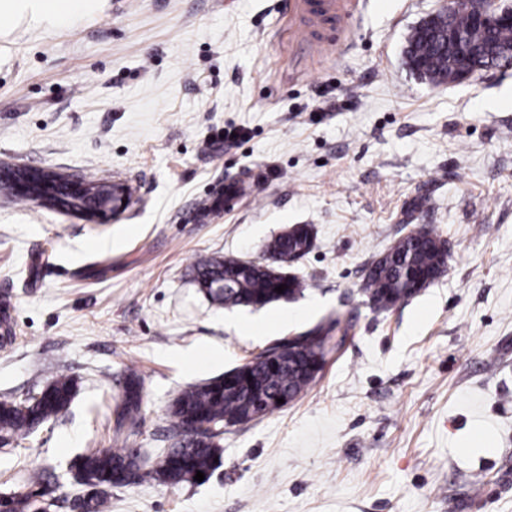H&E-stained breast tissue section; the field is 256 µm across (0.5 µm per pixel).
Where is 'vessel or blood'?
I'll return each instance as SVG.
<instances>
[{"mask_svg": "<svg viewBox=\"0 0 512 512\" xmlns=\"http://www.w3.org/2000/svg\"><path fill=\"white\" fill-rule=\"evenodd\" d=\"M356 8L354 0H288V9L297 17L293 39L303 58L314 61L336 45L343 21Z\"/></svg>", "mask_w": 512, "mask_h": 512, "instance_id": "obj_1", "label": "vessel or blood"}]
</instances>
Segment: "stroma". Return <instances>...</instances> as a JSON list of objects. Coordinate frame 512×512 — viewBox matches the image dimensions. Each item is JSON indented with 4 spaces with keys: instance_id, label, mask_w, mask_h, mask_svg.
<instances>
[{
    "instance_id": "1",
    "label": "stroma",
    "mask_w": 512,
    "mask_h": 512,
    "mask_svg": "<svg viewBox=\"0 0 512 512\" xmlns=\"http://www.w3.org/2000/svg\"><path fill=\"white\" fill-rule=\"evenodd\" d=\"M439 0H361L333 55L302 61L287 0H108L56 27L0 18V161L127 185L95 221L0 190V399L58 374L77 394L0 449V496L113 447L127 370L143 381L130 448L156 459L187 385L336 318L342 342L287 407L230 428L202 485L144 477L109 512H512V68L435 87L403 62ZM233 208L201 216L227 184ZM314 246L303 296L227 308L202 255L266 261L286 227ZM424 225L448 264L375 311L365 270ZM489 435L486 443L475 434Z\"/></svg>"
}]
</instances>
